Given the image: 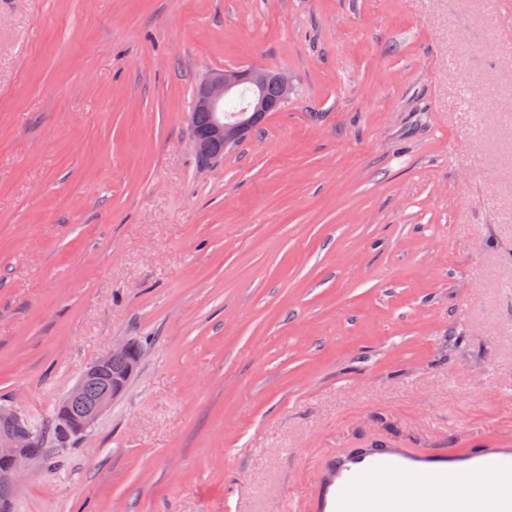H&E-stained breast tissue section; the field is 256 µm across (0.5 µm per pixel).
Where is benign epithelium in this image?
<instances>
[{"mask_svg": "<svg viewBox=\"0 0 512 512\" xmlns=\"http://www.w3.org/2000/svg\"><path fill=\"white\" fill-rule=\"evenodd\" d=\"M274 79L279 86V100L288 101L293 87L288 76L270 69L262 68H226L214 71L199 84L194 101L193 111L209 112L212 115L209 125L193 135V148L203 155L212 142L234 144L250 134L253 119L238 115H224V99L231 96L238 88L251 84L255 93H260L263 82ZM132 351L128 342L112 347L94 361L74 387L64 397L58 414L75 433H81L91 426L112 406V402L125 388L133 373L128 367L123 379L107 383L102 380L104 371L112 364V360L127 357ZM97 385V395L91 404L85 406L79 416H74L71 409L84 403L91 385ZM7 429L6 435H0V482L17 489L23 476L33 461L30 449L35 447L33 434L28 428L22 414L9 406H0V427Z\"/></svg>", "mask_w": 512, "mask_h": 512, "instance_id": "1", "label": "benign epithelium"}]
</instances>
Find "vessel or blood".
<instances>
[{
	"label": "vessel or blood",
	"mask_w": 512,
	"mask_h": 512,
	"mask_svg": "<svg viewBox=\"0 0 512 512\" xmlns=\"http://www.w3.org/2000/svg\"><path fill=\"white\" fill-rule=\"evenodd\" d=\"M451 488L467 512H512V439L462 453L395 443L337 453L317 477L312 512H447Z\"/></svg>",
	"instance_id": "vessel-or-blood-1"
}]
</instances>
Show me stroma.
<instances>
[{
  "label": "stroma",
  "mask_w": 512,
  "mask_h": 512,
  "mask_svg": "<svg viewBox=\"0 0 512 512\" xmlns=\"http://www.w3.org/2000/svg\"><path fill=\"white\" fill-rule=\"evenodd\" d=\"M252 65L287 107L200 162ZM134 339L13 512H309L341 449L512 436V0H0V405ZM268 78L278 83L279 91L276 84L267 80ZM265 80L267 81L263 86V95L266 99L273 102L278 98L281 102L288 101L293 87L288 76L279 71L262 68H225L210 73L201 81L196 90L191 113V116L195 117L191 128L192 134L194 133L192 144L196 153L203 155L207 152L210 143L224 142L214 145L211 153L212 159L223 157L224 153L235 147L239 140L242 141L250 134L253 119L244 116V112L248 111H241L242 113L238 115L224 116V98L231 96L244 84L253 85L255 96H257ZM209 112L212 115L211 121L206 128L202 129L210 120ZM224 144L233 145L224 147Z\"/></svg>",
  "instance_id": "stroma-1"
}]
</instances>
